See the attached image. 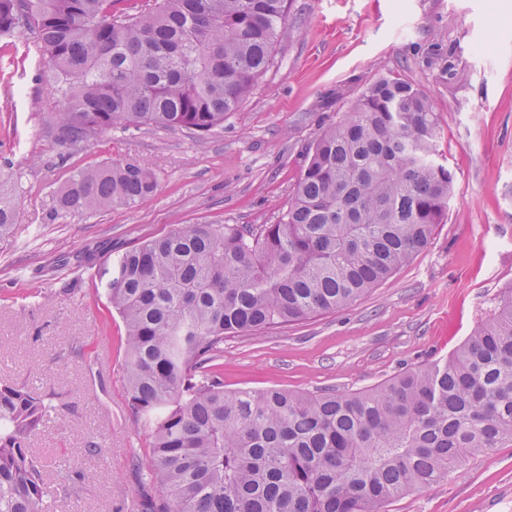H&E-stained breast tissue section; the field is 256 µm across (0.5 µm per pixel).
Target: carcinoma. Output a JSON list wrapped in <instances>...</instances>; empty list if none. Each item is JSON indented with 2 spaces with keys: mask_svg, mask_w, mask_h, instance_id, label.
<instances>
[{
  "mask_svg": "<svg viewBox=\"0 0 512 512\" xmlns=\"http://www.w3.org/2000/svg\"><path fill=\"white\" fill-rule=\"evenodd\" d=\"M0 0V37L24 33L54 74L65 148L112 128L224 126L271 65L287 0ZM429 99L382 76L323 129L275 224H183L105 269L125 330L124 388L149 428L142 512H386L512 445V291L443 362L363 391L224 390V338L345 308L446 222L454 173ZM159 178L136 164L80 169L60 215L133 205ZM22 183L0 167V241ZM52 403L0 383V512H53L29 448Z\"/></svg>",
  "mask_w": 512,
  "mask_h": 512,
  "instance_id": "carcinoma-1",
  "label": "carcinoma"
}]
</instances>
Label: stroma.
Listing matches in <instances>:
<instances>
[{
    "instance_id": "1",
    "label": "stroma",
    "mask_w": 512,
    "mask_h": 512,
    "mask_svg": "<svg viewBox=\"0 0 512 512\" xmlns=\"http://www.w3.org/2000/svg\"><path fill=\"white\" fill-rule=\"evenodd\" d=\"M286 25L269 69L211 135L140 126L70 149L52 135V72L24 36L0 43V164L25 187L0 244V382L57 407L29 448L48 483L76 482L61 512H139L149 470L100 269L183 224L276 223L317 134L378 77L411 83L437 114L438 154L455 175L447 221L352 305L225 338V388H372L447 359L512 290V0H288ZM104 161L152 168L159 186L131 206L54 215L72 171ZM92 442L102 455H88ZM388 512H512V445Z\"/></svg>"
}]
</instances>
